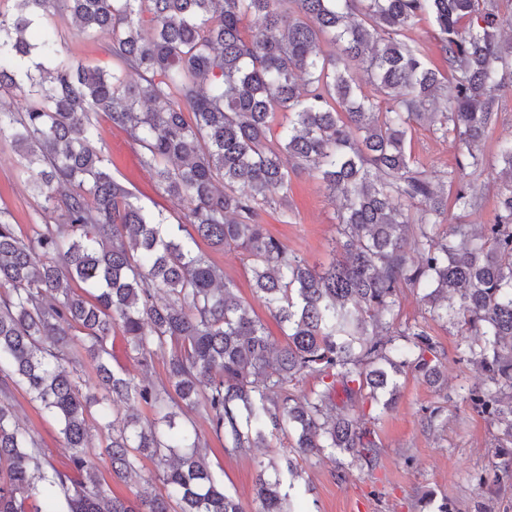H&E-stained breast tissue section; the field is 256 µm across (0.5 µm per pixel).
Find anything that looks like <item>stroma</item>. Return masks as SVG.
Masks as SVG:
<instances>
[{
	"mask_svg": "<svg viewBox=\"0 0 512 512\" xmlns=\"http://www.w3.org/2000/svg\"><path fill=\"white\" fill-rule=\"evenodd\" d=\"M54 22L62 55L89 66L111 68L104 38L77 35L71 16L62 11ZM98 122L113 177L133 193L138 205L163 212L170 223L183 221L186 203L158 191L140 164L138 145L106 117H99ZM408 142L419 168L433 181L446 180L459 157L455 143L438 137L425 125L414 126ZM286 195L287 211L270 209L262 215L268 233L309 265L328 264L340 199L331 198L315 173L308 170L292 175ZM39 204L19 175L15 148L9 139L0 138V209L26 234L40 221ZM208 255L223 270L235 295L262 321L270 340L283 345V329L255 295L242 251L212 248ZM395 311L398 322H419L433 337L442 354L443 380L433 386L411 370L400 380L392 410L382 411L379 404L367 399L351 407L361 425L373 430L381 448L376 466L356 460L340 468L327 452L302 460L309 489L300 493L298 507L302 512H420L421 498L430 490L436 498L447 499L452 512H512V473L499 476V484L483 489L476 485V475L496 474L499 430L464 399L466 388L480 383L482 375L461 359L464 338L460 329L431 320L419 292L411 288L401 290ZM12 402L20 422L43 439L53 465L65 468L68 451L60 442L56 423L30 403L24 389L14 390ZM194 423L206 436L211 469L222 474L226 491L252 512L259 456L226 453L223 440L210 433L202 418H195Z\"/></svg>",
	"mask_w": 512,
	"mask_h": 512,
	"instance_id": "stroma-1",
	"label": "stroma"
}]
</instances>
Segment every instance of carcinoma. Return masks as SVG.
I'll use <instances>...</instances> for the list:
<instances>
[{
	"label": "carcinoma",
	"instance_id": "carcinoma-1",
	"mask_svg": "<svg viewBox=\"0 0 512 512\" xmlns=\"http://www.w3.org/2000/svg\"><path fill=\"white\" fill-rule=\"evenodd\" d=\"M0 11V137L14 144L42 201V223L21 235L0 211V512H245L206 460V439L180 421L200 414L229 454L295 434L291 451L260 465L254 512H295L286 474L325 449L368 463L371 431L342 413L356 398L392 408L397 377H440L438 345L394 317L415 288L430 317L459 324L464 354L484 380L466 401L501 427L498 457L512 467V138L489 165L479 145L496 122L512 41L500 30L512 0H14ZM62 5L77 34L107 36L112 70L59 58L54 32H28ZM430 16L448 72L406 40ZM261 20L250 29L245 21ZM329 40L337 52L326 54ZM370 77L379 100L354 71ZM134 71L138 81L126 79ZM140 147L165 195L188 203L169 224L112 176L99 113ZM284 121L268 140L276 113ZM426 123L459 146L454 206L481 203L474 183L501 181L487 224H444L448 192L415 165L408 133ZM315 172L344 205L335 251L317 268L270 236L262 213L290 173ZM233 247L253 288L283 325L276 349L201 249ZM119 330L143 376L112 370ZM95 364L85 379L80 357ZM167 356L165 378L148 376ZM319 380L311 396L289 386ZM20 386L58 425L67 470L10 402ZM138 402L142 419L120 412ZM108 431L112 476L145 480L134 500L112 495L89 446V417Z\"/></svg>",
	"mask_w": 512,
	"mask_h": 512
}]
</instances>
